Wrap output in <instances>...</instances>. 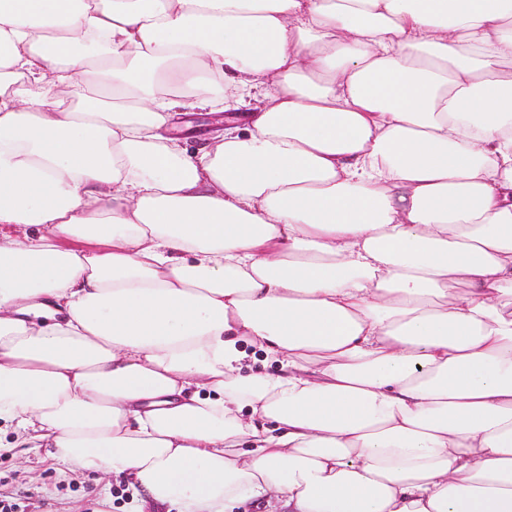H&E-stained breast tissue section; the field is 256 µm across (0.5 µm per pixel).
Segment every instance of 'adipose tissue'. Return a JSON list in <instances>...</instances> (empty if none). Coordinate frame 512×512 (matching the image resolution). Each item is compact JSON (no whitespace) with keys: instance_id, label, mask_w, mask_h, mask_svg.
I'll list each match as a JSON object with an SVG mask.
<instances>
[{"instance_id":"1","label":"adipose tissue","mask_w":512,"mask_h":512,"mask_svg":"<svg viewBox=\"0 0 512 512\" xmlns=\"http://www.w3.org/2000/svg\"><path fill=\"white\" fill-rule=\"evenodd\" d=\"M0 425L152 512H512V0H0ZM237 112L233 109L224 112H207V111H193V112H180L174 119L171 133L183 138L184 146L190 151H195L200 142L207 136H213L218 132H222L224 125L226 126V119L231 122H238L240 125L246 122L248 112ZM238 116V117H232ZM190 124L192 131L186 132L185 125ZM233 511L236 512H281L285 511L274 495L249 497L244 499Z\"/></svg>"}]
</instances>
